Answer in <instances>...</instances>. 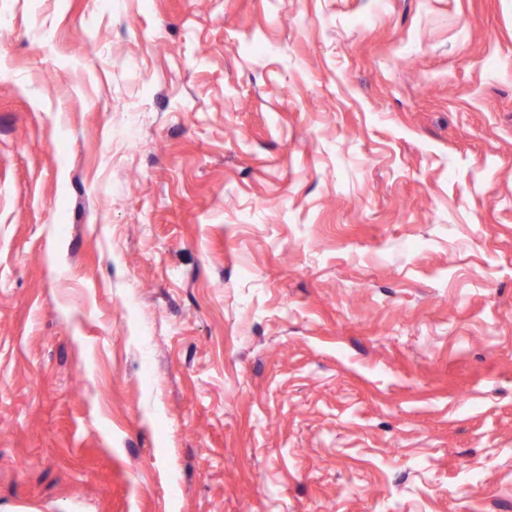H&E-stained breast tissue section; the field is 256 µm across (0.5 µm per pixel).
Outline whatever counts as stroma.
<instances>
[{"label":"stroma","instance_id":"35a3bbf8","mask_svg":"<svg viewBox=\"0 0 512 512\" xmlns=\"http://www.w3.org/2000/svg\"><path fill=\"white\" fill-rule=\"evenodd\" d=\"M15 507L512 512V0H0Z\"/></svg>","mask_w":512,"mask_h":512}]
</instances>
